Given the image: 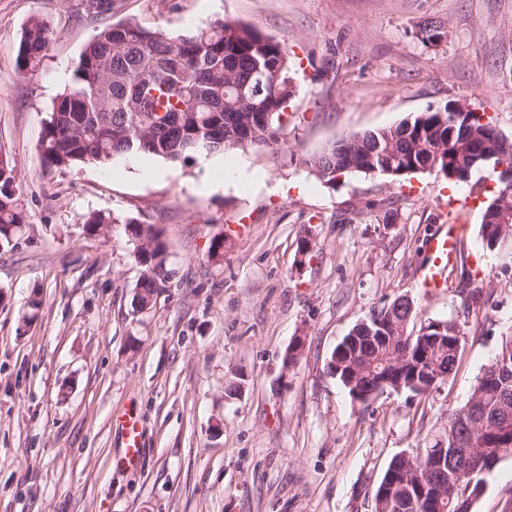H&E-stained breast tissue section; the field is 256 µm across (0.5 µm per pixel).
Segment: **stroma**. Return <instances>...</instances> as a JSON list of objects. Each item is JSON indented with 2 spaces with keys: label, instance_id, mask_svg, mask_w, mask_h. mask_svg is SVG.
Segmentation results:
<instances>
[{
  "label": "stroma",
  "instance_id": "stroma-1",
  "mask_svg": "<svg viewBox=\"0 0 512 512\" xmlns=\"http://www.w3.org/2000/svg\"><path fill=\"white\" fill-rule=\"evenodd\" d=\"M36 16L51 42L41 69L25 74L16 50ZM112 18L175 34L239 20L288 44L294 96L275 154L48 171L44 122L94 30L63 0H0V153L15 163L28 216L0 247V512H374L389 462L466 402L512 333V269L479 234L484 171L454 185L439 171L326 185L298 158L451 100L512 139V0H115ZM428 21L443 28L434 45L418 37ZM233 166L256 181L207 192ZM453 199L466 208L449 211ZM95 212L120 221L89 232ZM131 218L155 225L167 247L165 279L143 311L133 298L144 268L122 225ZM451 219L464 226L460 257L429 296L418 279L426 242ZM304 236L313 250L301 264ZM472 288L486 298L469 308ZM400 295L420 319L455 321L462 357L424 396L359 402L326 363L371 309ZM298 336L302 355L285 367ZM239 371L246 383L227 395ZM127 410L141 429L132 466L113 426ZM473 512H512V457L484 474Z\"/></svg>",
  "mask_w": 512,
  "mask_h": 512
}]
</instances>
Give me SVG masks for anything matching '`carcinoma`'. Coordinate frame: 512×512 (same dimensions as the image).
Listing matches in <instances>:
<instances>
[{"label": "carcinoma", "instance_id": "carcinoma-1", "mask_svg": "<svg viewBox=\"0 0 512 512\" xmlns=\"http://www.w3.org/2000/svg\"><path fill=\"white\" fill-rule=\"evenodd\" d=\"M114 0H75L72 17L92 25L95 34L82 51L73 78L58 96L42 131L40 147L49 169L81 164L104 165L116 157L151 154L185 163L230 149L266 146L279 150L282 124L293 96L289 71L293 58L285 42L235 20L172 35L131 21L106 22ZM51 32L34 17L24 26L17 47L18 69L36 72L47 56ZM267 83L258 84L259 73ZM254 89L243 101L240 85ZM476 109L457 121L448 107L422 112L396 126L351 133L320 154L299 157L323 183L369 173L392 181L425 171L455 167L456 181L500 159L512 167V142L496 126L482 122ZM448 162L436 159L437 151ZM15 165L0 154V237L28 223L14 189ZM512 212V180L498 179L480 224L483 242L512 261V223H498V212ZM125 234L146 272L136 306L151 305L164 275L166 245L153 224L126 221ZM417 315L414 302L399 296L370 310L343 337L326 364L349 395L366 403L386 391L422 396L444 382L463 351L459 326L444 321L443 335L427 319L408 330ZM502 367L496 386L494 369ZM445 438L442 478L423 483L428 449ZM472 448L491 470L512 456V334L502 337L496 354L471 389L466 403L448 415V424L425 437L423 447L389 463L373 490L375 512H429L432 496L443 498L444 512L473 507L482 491V474L458 470L459 456Z\"/></svg>", "mask_w": 512, "mask_h": 512}]
</instances>
